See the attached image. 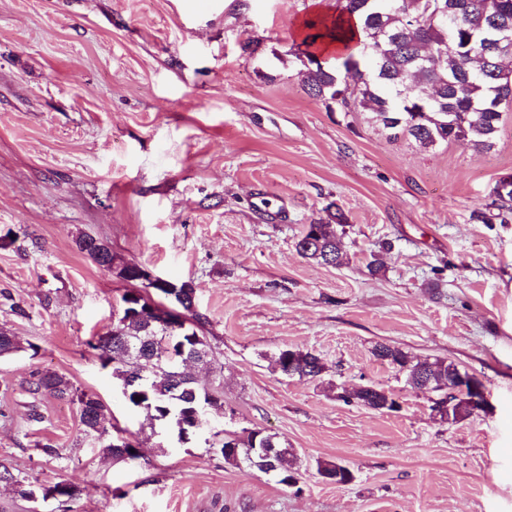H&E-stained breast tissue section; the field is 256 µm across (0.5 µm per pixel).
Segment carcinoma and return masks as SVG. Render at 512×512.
I'll use <instances>...</instances> for the list:
<instances>
[{"label": "carcinoma", "instance_id": "1", "mask_svg": "<svg viewBox=\"0 0 512 512\" xmlns=\"http://www.w3.org/2000/svg\"><path fill=\"white\" fill-rule=\"evenodd\" d=\"M488 0H336L335 14L307 20L301 48L293 53L301 65L303 89L330 112H367L391 141L413 139L424 147L458 143L480 150L494 147L503 112L494 103L512 102V0H499L496 11ZM359 20L362 37L357 53L342 54L329 62L320 47L348 36L343 18ZM496 181L490 202L473 211L483 224L512 221V188L501 190ZM327 221L305 225L296 243L299 254L321 265L337 266L346 255L338 228L345 216L331 203ZM80 251L117 278L133 285L122 295L123 312L112 329L91 347L99 351L101 365L111 368L112 379L134 408L152 422L168 426L184 444L206 424L209 411L224 409L221 380L224 367L202 335L207 318L195 310V288L190 281L171 280L155 291L187 311L184 328L167 332L166 309L142 294L133 262H116L102 241L82 236ZM373 355L383 363L405 371L406 382L439 398L431 410L442 422H457L473 414L466 396L448 394L459 369L442 360L416 361L404 350L389 344L375 346ZM203 361L214 373L208 386L184 378L175 363ZM275 368L284 376L318 377L325 365L312 352L281 350ZM26 391L37 398L44 393L77 403L83 432L95 438L108 431L110 418L104 402L95 394L80 392L64 376L38 370ZM392 393L365 386L343 389L337 398L367 408L383 406ZM232 466L255 461L267 466L263 473L284 486L299 475L297 457L276 435L244 429L224 434L211 444ZM102 452L116 461H133L129 440L121 437L103 445ZM0 482L14 486L29 501L54 499L66 502L76 489L64 481L49 486L26 484L6 468Z\"/></svg>", "mask_w": 512, "mask_h": 512}]
</instances>
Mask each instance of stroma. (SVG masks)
<instances>
[{"label":"stroma","instance_id":"obj_1","mask_svg":"<svg viewBox=\"0 0 512 512\" xmlns=\"http://www.w3.org/2000/svg\"><path fill=\"white\" fill-rule=\"evenodd\" d=\"M334 2L0 0V328L21 345L0 356V465L77 489L61 505L2 482L0 512H512V223L471 218L512 171V108L489 151L391 142L369 114L327 111L285 55ZM331 202L346 216L337 266L296 249ZM83 234L193 283L224 409L190 443L130 407L90 348L127 284L77 249ZM380 343L454 362L490 411L438 420L429 393L375 359ZM285 348L325 372L281 375ZM37 369L98 395L139 458L104 456L77 406L48 393L30 423ZM367 384L400 411L336 397ZM244 428L296 454L298 488L210 448ZM328 461L354 480L325 481Z\"/></svg>","mask_w":512,"mask_h":512}]
</instances>
